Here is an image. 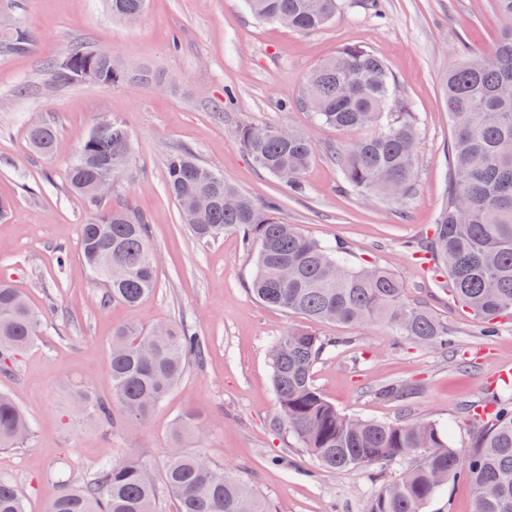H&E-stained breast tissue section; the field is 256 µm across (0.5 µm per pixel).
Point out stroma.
I'll return each mask as SVG.
<instances>
[{
  "label": "stroma",
  "mask_w": 512,
  "mask_h": 512,
  "mask_svg": "<svg viewBox=\"0 0 512 512\" xmlns=\"http://www.w3.org/2000/svg\"><path fill=\"white\" fill-rule=\"evenodd\" d=\"M387 18L371 10L338 14L318 30L297 33L256 20L243 0H148L137 19L113 18L105 0H0V22L29 26L32 49L0 53V278L11 280L46 322L34 346L10 370L0 391L28 415L29 439L0 449V475L23 489L28 512H47L67 485L91 478L106 461L134 458L161 472L181 415L202 418L187 449L234 470L275 512H365L398 469L319 467L275 423L276 398L268 349L288 328L308 326L300 314L269 307L250 292L253 255L231 231L199 242L164 188L174 150L191 151L242 192L280 197L281 216L322 242L343 241L356 263L388 269L413 302L447 323L459 343L441 354L402 340L381 325L319 324L340 345L319 360L313 381L341 411L391 422L426 418L447 425L450 443L468 453L474 436L460 412L482 400L498 372L512 367V318L488 336L449 297L427 253L431 228L446 200L450 140L442 81L460 45L490 49L503 21L493 0H387ZM111 51L160 75L156 85L105 87L52 84L48 68L77 43ZM383 58L401 95L419 116L417 192L400 205L368 202L341 188L333 149L356 130L315 126L298 101L304 78L344 46ZM233 90L226 98L225 90ZM123 121L134 141L128 170L112 184V202L144 214L157 258L158 287L137 307H101L100 290L79 256V227L88 219L70 192L66 170L98 117ZM47 122L59 150L33 152L31 124ZM250 124L303 131L314 143L304 174L308 192L289 196L259 169L238 140ZM66 264H59L60 252ZM187 324L209 341L152 418L139 430L101 426L70 409L78 385L107 395L106 344L114 327ZM403 381L417 393L409 407L376 398L378 384Z\"/></svg>",
  "instance_id": "35a3bbf8"
}]
</instances>
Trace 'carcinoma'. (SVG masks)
I'll list each match as a JSON object with an SVG mask.
<instances>
[{
	"label": "carcinoma",
	"mask_w": 512,
	"mask_h": 512,
	"mask_svg": "<svg viewBox=\"0 0 512 512\" xmlns=\"http://www.w3.org/2000/svg\"><path fill=\"white\" fill-rule=\"evenodd\" d=\"M112 15L139 17L145 0H109ZM261 21L298 32L317 30L336 14L360 5L381 10V0H245ZM505 20L487 51L463 49L448 66L446 106L452 127L447 202L432 228L430 248L448 275L447 290L459 304L488 324L512 314V0H494ZM33 45L30 28L16 25L0 34V52L22 53ZM97 84L122 86L156 80L141 67L128 71L97 48L75 45L50 67L59 86L83 82L85 67ZM301 104L321 125L339 131L377 128L348 147L331 152L342 187L368 200H403L416 193L419 122L412 104L399 95L384 61L364 46H346L306 77ZM28 139L50 157L56 129L31 125ZM239 140L253 161L295 196L307 192L303 174L314 147L302 131L248 125ZM132 136L117 118L97 124L72 157L66 179L91 214L80 225V254L92 280L102 288L100 304L138 305L157 286L150 224L141 213L107 205L95 181L112 169L118 177L130 164ZM165 190L195 236L212 241L236 232L255 255L252 292L269 306L303 314L315 322L378 324L419 345L443 353L458 349L448 325L411 302L390 272L358 265L344 248L303 234L280 216L274 198L256 200L200 164L189 151L165 161ZM42 317L23 294L0 281V366L6 367L39 335ZM339 342L304 328H290L270 349L277 403L276 422L319 466L331 470L408 462L409 468L386 484L366 512H423L451 481L465 478L476 489L475 512H512V382H501L489 399L464 406L477 425L465 456L452 448L443 428L420 419L380 422L347 415L313 383V368ZM205 338L172 322L146 328L120 326L107 347L106 381L111 398L90 386L71 395L72 410L102 424L114 423L112 406L124 424L146 422L181 379L189 362H199ZM415 387L392 382L374 395L406 401ZM31 433V423L6 392H0V448H16ZM201 433V421L185 413L172 427L180 444ZM177 501V512H271L268 501L228 468L200 453L175 451L160 477L144 463L122 460L101 465L88 481L66 488L48 512H158L160 490ZM0 512H26L25 495L0 477Z\"/></svg>",
	"instance_id": "cac0c4a2"
}]
</instances>
